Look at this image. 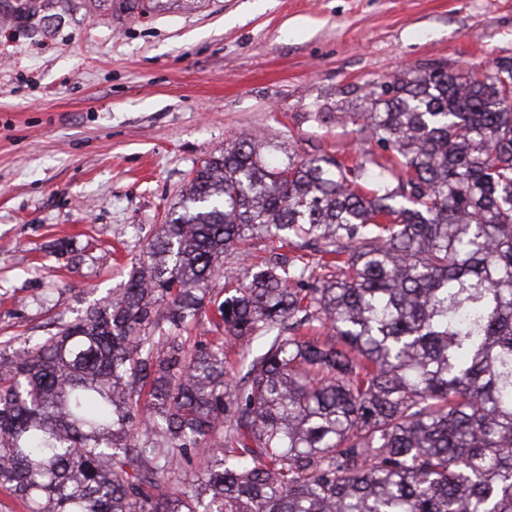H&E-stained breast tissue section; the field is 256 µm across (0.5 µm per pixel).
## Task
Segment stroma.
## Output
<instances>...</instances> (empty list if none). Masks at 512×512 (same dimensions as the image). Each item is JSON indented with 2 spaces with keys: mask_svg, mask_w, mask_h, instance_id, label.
Wrapping results in <instances>:
<instances>
[{
  "mask_svg": "<svg viewBox=\"0 0 512 512\" xmlns=\"http://www.w3.org/2000/svg\"><path fill=\"white\" fill-rule=\"evenodd\" d=\"M0 345L124 287L190 174L256 133L355 157L363 90L512 55V0H0Z\"/></svg>",
  "mask_w": 512,
  "mask_h": 512,
  "instance_id": "stroma-1",
  "label": "stroma"
}]
</instances>
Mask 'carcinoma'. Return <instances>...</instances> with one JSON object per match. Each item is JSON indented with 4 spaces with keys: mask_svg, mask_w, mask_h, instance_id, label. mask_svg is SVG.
Returning <instances> with one entry per match:
<instances>
[{
    "mask_svg": "<svg viewBox=\"0 0 512 512\" xmlns=\"http://www.w3.org/2000/svg\"><path fill=\"white\" fill-rule=\"evenodd\" d=\"M364 98L383 153L227 141L118 297L0 349L1 489L28 512H512V56ZM255 235L320 242L328 274L225 270ZM209 305L224 336L189 350Z\"/></svg>",
    "mask_w": 512,
    "mask_h": 512,
    "instance_id": "obj_1",
    "label": "carcinoma"
}]
</instances>
